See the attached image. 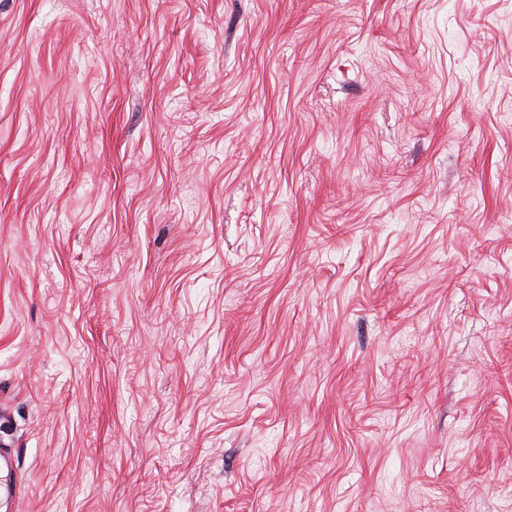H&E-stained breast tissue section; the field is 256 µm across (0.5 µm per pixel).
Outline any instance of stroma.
Listing matches in <instances>:
<instances>
[{
	"instance_id": "1",
	"label": "stroma",
	"mask_w": 512,
	"mask_h": 512,
	"mask_svg": "<svg viewBox=\"0 0 512 512\" xmlns=\"http://www.w3.org/2000/svg\"><path fill=\"white\" fill-rule=\"evenodd\" d=\"M0 512H512V0H0Z\"/></svg>"
}]
</instances>
